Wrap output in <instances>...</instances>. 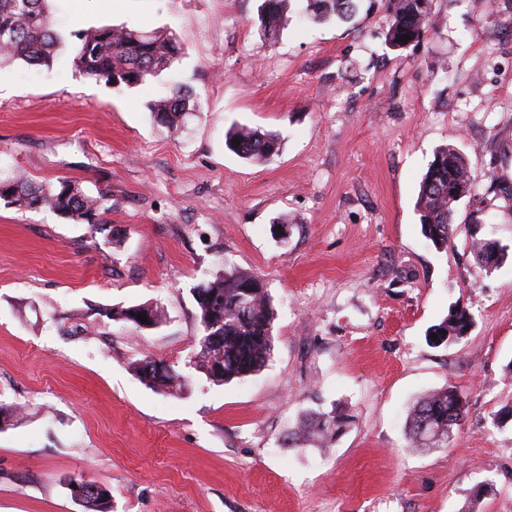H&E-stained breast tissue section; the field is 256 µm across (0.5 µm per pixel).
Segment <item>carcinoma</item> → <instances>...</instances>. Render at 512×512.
<instances>
[{
	"instance_id": "1",
	"label": "carcinoma",
	"mask_w": 512,
	"mask_h": 512,
	"mask_svg": "<svg viewBox=\"0 0 512 512\" xmlns=\"http://www.w3.org/2000/svg\"><path fill=\"white\" fill-rule=\"evenodd\" d=\"M288 0H262L258 7L260 29L267 39L277 37ZM307 16L318 22L334 18L348 20L357 11L358 0H307ZM389 27L386 42L392 49H404L424 37L432 17V0H387ZM409 35V40L402 37ZM72 66L85 78L116 88L135 87L150 78H159L171 69L179 55L177 37L169 29L144 32L127 26H90L71 34ZM67 37L58 26L50 0H0V68L17 62L31 69L54 68ZM155 120L177 131L186 118L199 111L193 92L184 85H172L148 103ZM240 144H233V140ZM228 150L249 162H264L280 148V138L246 126L233 125L225 132ZM474 188L466 155L451 146L436 150L422 179L417 212L425 236L441 249L454 234L458 203ZM0 200L19 209H49L89 224L105 213L104 193L94 196L71 182L35 185L20 175L0 178ZM472 249L477 266L489 270L507 257L506 247L493 239H476ZM198 326L203 339L199 350L185 366L213 382L243 380L259 372L273 350L275 312L264 282L256 275L226 269L197 288ZM150 318L154 326L163 323V311L153 305L138 304L112 311L118 319L138 324L133 312ZM471 311L452 307L448 315L432 326L434 344L448 345L471 330ZM155 359L145 356L135 363L140 380L158 392L171 396L184 393L187 375L175 364L156 377L146 371ZM466 403L456 388L447 384L417 401L413 406L406 435L411 447L423 451L449 448L454 444ZM352 423V415L342 411L309 415L289 433L295 444L308 440L327 448ZM84 512H112L108 492L86 494L80 500Z\"/></svg>"
}]
</instances>
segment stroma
I'll use <instances>...</instances> for the list:
<instances>
[{"label":"stroma","instance_id":"1","mask_svg":"<svg viewBox=\"0 0 512 512\" xmlns=\"http://www.w3.org/2000/svg\"><path fill=\"white\" fill-rule=\"evenodd\" d=\"M258 0H54L66 30L171 28L183 54L164 80L199 112L178 133L147 104L164 81L115 88L71 64L0 69V173L105 193L100 223L0 201V512H83L80 477L112 512H512V0H434L418 44L385 42V0L313 23L290 0L275 42ZM278 134L277 155L227 150L231 125ZM470 160L439 251L419 185L438 147ZM288 218L280 235L276 221ZM506 246L477 268L473 239ZM234 267L276 312L270 360L178 397L132 363L185 364L195 291ZM159 305L136 328L115 308ZM466 337L434 346L450 306ZM466 414L451 448H409L414 403L444 384ZM355 417L327 451L291 444L306 414Z\"/></svg>","mask_w":512,"mask_h":512}]
</instances>
